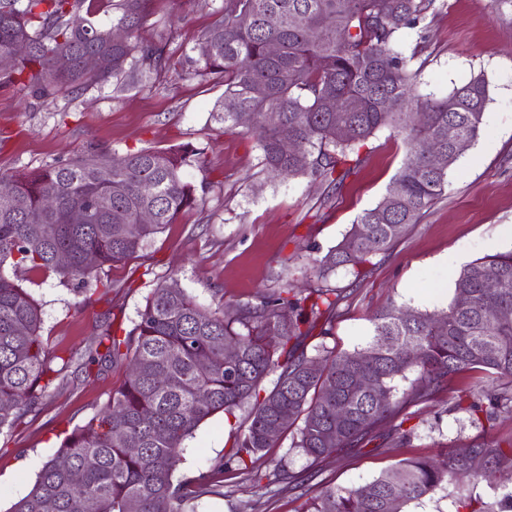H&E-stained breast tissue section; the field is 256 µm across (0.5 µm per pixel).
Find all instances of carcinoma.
Here are the masks:
<instances>
[{"instance_id":"carcinoma-1","label":"carcinoma","mask_w":512,"mask_h":512,"mask_svg":"<svg viewBox=\"0 0 512 512\" xmlns=\"http://www.w3.org/2000/svg\"><path fill=\"white\" fill-rule=\"evenodd\" d=\"M151 0H0V55L14 57L0 83L19 84L37 99L87 82L117 92L142 90L167 69L169 39H143ZM437 0H222L216 19L197 36L182 65L192 78L224 84L217 108L224 128H242L274 178H306L340 188L368 159V142L381 129L404 136L405 158L386 195L363 210L355 224L317 264V284L298 289L285 280L270 292L207 310L173 277L159 282L133 327L119 337L108 324L88 363L127 366L126 381L105 407L60 442L32 488L9 512H187L206 493L223 487L225 464L191 480H178L183 442L208 418L249 409L250 423L235 437L242 468L261 459L288 433L293 447L318 461L361 448L385 425L399 439L406 408L427 400L459 375L512 377V251L464 266L448 307L437 312L387 306L373 318L371 340L338 352L324 343L308 354L309 340L329 335L345 289L330 283L336 269L367 272L373 255L388 249L445 192L455 153L443 134L453 124L470 143L484 130L489 85L479 73L446 96L414 93L411 55L402 36L424 40ZM301 16L302 26L294 24ZM117 25L122 43L108 39ZM277 42L272 57L267 45ZM207 52L198 51L200 45ZM72 59L66 71L55 54ZM112 56V68L82 66L88 54ZM391 101L385 107V101ZM247 111L248 119L227 109ZM288 137L296 149L286 154ZM431 140L446 157L430 167L421 144ZM189 146L108 155L91 150L28 172H0L12 194L0 195V435L39 404L68 360L44 346L41 306L5 267L51 272L58 283L90 300L101 273L135 256L182 214L205 203L206 185L188 181L184 169L199 162ZM56 197L52 210L45 200ZM21 201L24 207L16 206ZM142 210L154 220L128 230ZM86 211L90 221L69 215ZM70 262L60 266L58 252ZM493 269L498 286L485 287ZM238 347L226 364L224 345ZM317 362L321 369L309 371ZM418 373L411 390L397 395L395 381ZM275 375L273 386L262 383ZM512 395L459 396L456 409L481 428L492 424ZM288 413L280 424L276 418ZM137 445L133 453L130 445ZM512 459V441L491 447L473 442L467 453L445 451L399 461L354 489L322 487L306 512H407L458 476L485 483ZM68 466L63 467L60 461ZM497 502L459 494L457 512H496Z\"/></svg>"}]
</instances>
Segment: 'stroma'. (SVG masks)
Returning <instances> with one entry per match:
<instances>
[{
    "label": "stroma",
    "instance_id": "obj_1",
    "mask_svg": "<svg viewBox=\"0 0 512 512\" xmlns=\"http://www.w3.org/2000/svg\"><path fill=\"white\" fill-rule=\"evenodd\" d=\"M212 20L204 0H151L142 35H170L171 59L146 90L117 93L92 84L37 101L21 86L0 84V171H29L90 147L122 155L189 145L202 156L185 176L207 185L204 207L105 272L103 287L88 304L55 278L17 269L19 281L42 305L45 345L70 365L38 408L0 436V512L27 494L65 433L84 425L123 384L122 364L86 363L104 321L131 329L148 293L168 277L207 308L271 291L285 277L301 288L315 285V259L382 198L402 163L405 143L383 129L369 142L365 167L337 193L304 178L270 179L254 139L225 131L212 115L223 84L188 77L180 65ZM401 48L416 55V91L423 96H445L484 74L490 85L485 130L450 169L444 196L373 258L367 277L357 281L341 269L333 275L346 297L325 343L339 351L363 348L373 334L372 316L389 304L428 312L447 308L464 265L512 249V5L496 9L491 0H445L427 19L425 42L409 34ZM463 389L512 393V379H454L431 400L410 406L413 433L403 443L385 428L362 450L314 462L284 439L255 464L271 480L270 490L255 487L234 468L225 473L222 492L202 495L194 512H305L307 495L289 489L279 470H309L315 485L352 489L406 458L461 450L477 439H512V409L503 410L491 428L475 427L454 408ZM247 424L243 410L230 421L217 414L202 423L184 443L179 476H198L226 460L233 432Z\"/></svg>",
    "mask_w": 512,
    "mask_h": 512
}]
</instances>
